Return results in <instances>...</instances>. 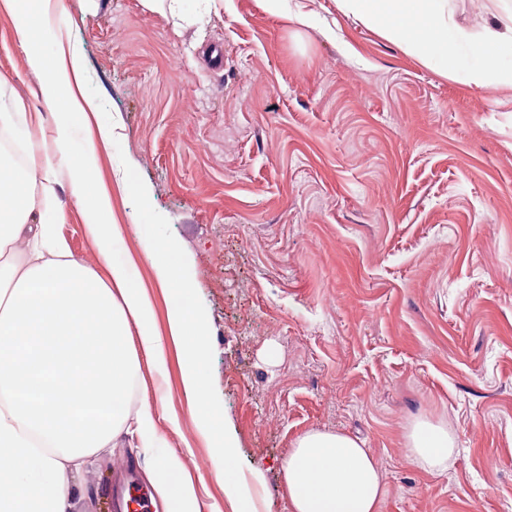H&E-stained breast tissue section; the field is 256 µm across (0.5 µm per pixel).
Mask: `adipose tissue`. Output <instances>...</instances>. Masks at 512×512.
<instances>
[{
  "label": "adipose tissue",
  "mask_w": 512,
  "mask_h": 512,
  "mask_svg": "<svg viewBox=\"0 0 512 512\" xmlns=\"http://www.w3.org/2000/svg\"><path fill=\"white\" fill-rule=\"evenodd\" d=\"M345 15L376 27L431 68L452 71L482 87L512 84V15L472 31L459 26L448 0H340ZM20 40L33 42V19L51 23L59 0H0ZM28 66L39 78L49 109L58 113L56 155L38 173L16 174L0 158V512H66L78 475L121 437L138 439L146 477L164 512H200L196 486L176 455L161 448L158 420L180 430L173 407L143 402L131 408L130 390L141 358L164 361L179 352L181 385L200 436L213 450L224 495L237 500V442L225 432L222 412L205 374L211 334L183 273L182 247L158 237L144 247L154 278L168 292L167 329L159 331L145 286L128 257L112 250L122 231L112 221V198L94 190L100 150L112 127L99 126L72 156V131L96 111L93 97L75 94L84 81L81 48L55 36L52 57L31 50ZM68 166L72 193L108 271L98 275L72 258L57 235L58 161ZM407 458L428 474L447 470L456 452L447 428L413 421ZM290 512H380L382 470L371 449L340 431L301 434L282 464Z\"/></svg>",
  "instance_id": "1"
}]
</instances>
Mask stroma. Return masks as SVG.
<instances>
[{
    "instance_id": "obj_1",
    "label": "stroma",
    "mask_w": 512,
    "mask_h": 512,
    "mask_svg": "<svg viewBox=\"0 0 512 512\" xmlns=\"http://www.w3.org/2000/svg\"><path fill=\"white\" fill-rule=\"evenodd\" d=\"M60 2L34 42L65 28L82 49L84 89L115 133L99 178L141 280L143 238L183 247L256 512H289L281 464L310 429L372 448L380 512H512V89L424 66L339 0H296L311 28L263 0H224L181 29L142 0H101L95 15ZM217 43L220 70L206 61ZM27 53L0 11V103L24 99L39 161L56 153L55 119ZM59 181L57 233L105 275L68 173ZM144 398L184 409L175 350L162 368L142 364L131 401ZM415 419L454 433L446 472L409 464ZM158 429L200 512H232L197 465L211 450L192 418ZM142 458L126 442L104 453L70 512H113L118 478L145 482Z\"/></svg>"
}]
</instances>
